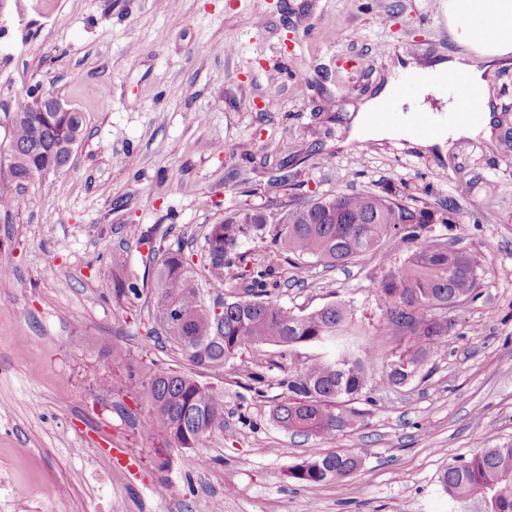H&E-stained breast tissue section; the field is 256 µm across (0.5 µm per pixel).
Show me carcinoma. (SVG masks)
Listing matches in <instances>:
<instances>
[{"label":"carcinoma","mask_w":512,"mask_h":512,"mask_svg":"<svg viewBox=\"0 0 512 512\" xmlns=\"http://www.w3.org/2000/svg\"><path fill=\"white\" fill-rule=\"evenodd\" d=\"M81 134V113L44 114L37 111L34 99L20 103L9 124L16 155L11 173L25 179L48 162L66 161L68 155L54 146ZM459 196L448 198L442 212L368 190L322 196L295 205L279 218L260 209H233L204 235L201 259L208 288L217 294L224 293L226 272L251 265L243 295L224 299L219 313L210 308L194 279L193 256L179 244L156 260L154 318L165 341L195 367L222 368L241 350L263 345L288 351L301 344L320 348L285 381L288 400L273 408L272 418L286 431L306 434L352 425L359 412L347 403L373 382L412 381L448 335V319L441 311L477 297L474 259L428 240L431 225L449 223ZM267 237L291 261L312 257L331 266L373 254L389 237L408 245L409 256L377 284L385 310L377 335L404 341L380 372L374 371L376 344L361 340L362 330L349 305L335 302L297 314L274 298L280 288L277 272L253 261L244 249L247 241ZM171 309L191 318L192 340L166 322ZM344 362L350 367L342 368ZM138 395L149 408V427L178 448H196L207 434L224 427V392L185 372L153 370L140 381ZM359 466L357 456L336 451L295 465L289 477L300 484L339 482ZM439 482L458 500L481 498L487 512H512V445L446 466Z\"/></svg>","instance_id":"1"}]
</instances>
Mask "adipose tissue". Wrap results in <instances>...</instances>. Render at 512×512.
<instances>
[{
	"label": "adipose tissue",
	"instance_id": "ef3b65f1",
	"mask_svg": "<svg viewBox=\"0 0 512 512\" xmlns=\"http://www.w3.org/2000/svg\"><path fill=\"white\" fill-rule=\"evenodd\" d=\"M444 14L448 31L458 46L457 51L425 63L410 56L401 57L386 82L353 115L351 139H408L409 115L403 114L380 123L374 122L373 115L386 104L397 102L400 77L411 74L420 81L417 101H424L429 94L440 95L439 83L448 78L475 88L481 98V116L477 121L438 118L434 134L416 141L423 152L444 158L456 140L479 136L485 141H492L495 125L488 73L498 64L512 59V0H445Z\"/></svg>",
	"mask_w": 512,
	"mask_h": 512
}]
</instances>
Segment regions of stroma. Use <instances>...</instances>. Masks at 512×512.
<instances>
[{
  "label": "stroma",
  "instance_id": "stroma-1",
  "mask_svg": "<svg viewBox=\"0 0 512 512\" xmlns=\"http://www.w3.org/2000/svg\"><path fill=\"white\" fill-rule=\"evenodd\" d=\"M454 48L441 0H0V143L33 88L84 115L54 189L0 173L24 200L0 212L13 272L0 283V512H483L439 474L512 445V63L492 75L496 145L462 138L444 160L348 139L397 57ZM461 183L458 213L429 238L473 254L478 296L448 310L421 375L362 390L353 427L293 434L271 410L317 349L250 348L197 373L224 392V426L201 447L166 448L148 429L137 379L107 349L145 371L190 369L153 331L152 248L201 247L228 207L280 213L368 189L437 210ZM250 249L279 273L281 303L347 302L369 337L375 285L409 254L396 238L336 267ZM128 282L139 295L121 293ZM337 450L361 460L344 480L289 478Z\"/></svg>",
  "mask_w": 512,
  "mask_h": 512
}]
</instances>
